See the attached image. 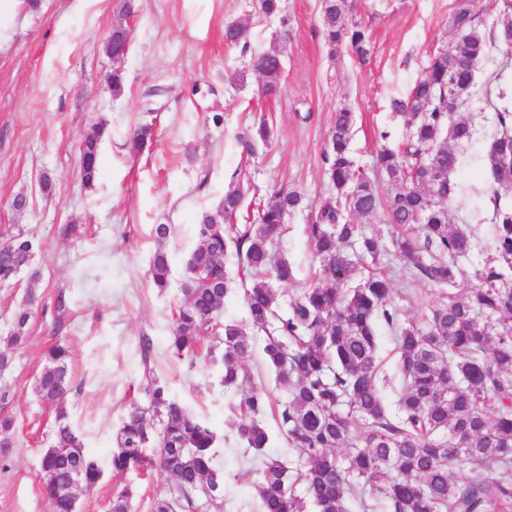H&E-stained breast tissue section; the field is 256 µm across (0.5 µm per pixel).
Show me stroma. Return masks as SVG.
Here are the masks:
<instances>
[{
    "label": "stroma",
    "instance_id": "stroma-1",
    "mask_svg": "<svg viewBox=\"0 0 512 512\" xmlns=\"http://www.w3.org/2000/svg\"><path fill=\"white\" fill-rule=\"evenodd\" d=\"M457 3L355 0L349 18L372 42L361 59L325 44L321 0H281L278 18L265 16L259 0H135L124 89L116 96L105 80L111 62L104 37L124 19L123 0H13L0 33V233L24 225L41 249L38 280L23 272L0 287V336L9 332L28 294L39 306L24 342L0 370V417L15 420L8 466L0 468V512H52L41 458L54 412L37 398L34 385L46 350L58 341L70 350L72 389L65 405L71 423L102 469L100 482L80 496L81 512H108L114 491L127 484L135 490L133 512H151L166 477L117 476L110 467L116 429L142 374L138 340L144 334L154 341L157 379L218 434L215 466L224 475V502L220 510L204 512H259L252 483L260 457L241 448L235 435L240 391L224 386L217 368L201 362L187 369L167 349L172 309L182 298L185 265L197 245L194 226L216 209L232 176L249 186L243 220L277 189H296L303 204L289 216L279 252L297 274L278 290L288 297L307 287L318 262L305 226L335 193L322 152L337 108L354 112L352 156L357 167L371 169L381 147L379 128L389 127L396 142L406 136L391 102L406 98L430 59L447 49ZM230 23L248 27L249 52L225 44ZM270 50L280 53L283 64L273 98L263 96V79L250 65L252 52ZM151 86L164 90L155 104V133L131 157L118 145L136 126ZM216 113L223 114L222 124H213ZM459 116L473 124L475 135L451 175L460 192L448 204V217L479 243L461 261L469 273L490 253L485 202L495 183L485 157L495 125L492 109L476 100ZM263 120L269 136L247 155L237 136ZM101 125L108 130L101 171L87 189L79 144ZM43 175L52 181L51 194L40 191ZM20 194L28 198L21 212L12 207ZM67 224L82 225V237H65ZM155 224L175 228L164 246L171 281L163 291L148 278ZM384 273L413 290L396 301L401 320L420 319L436 302L437 289L416 279L403 261L392 260ZM60 290L70 297L61 319L52 309Z\"/></svg>",
    "mask_w": 512,
    "mask_h": 512
}]
</instances>
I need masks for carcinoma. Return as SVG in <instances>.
<instances>
[{
	"label": "carcinoma",
	"instance_id": "1",
	"mask_svg": "<svg viewBox=\"0 0 512 512\" xmlns=\"http://www.w3.org/2000/svg\"><path fill=\"white\" fill-rule=\"evenodd\" d=\"M454 34L448 50L434 56L406 100L392 102L409 130L400 148L382 146L372 172L355 168L350 154L354 115L336 110L323 151L325 172L336 195L325 200L306 233L319 261L312 283L281 306L274 284L294 281L288 259L273 250L285 231L288 214L301 206V194L281 188L258 209L250 224L234 220L245 198L238 180L224 191L216 213L202 214L195 225L198 245L181 283L184 300L173 310L168 350L193 367L203 358L221 370L222 382L242 391L236 433L244 447L263 454L253 487L262 512H348L351 499L365 503L378 497L386 512H512V105L497 106L504 94L494 80L480 85L476 72L492 51L512 37V0H502L499 26L487 29L472 0H459L449 19ZM321 33L335 51L347 47L359 57L369 54L365 29L347 18L346 0H334L323 15ZM224 41L247 47L248 28L231 23ZM130 37L119 29L112 37V93L123 91L121 59ZM253 69L264 79L268 96L277 94L282 63L275 52H259ZM481 98L494 110L496 132L486 164L498 188L488 196L493 256L473 268V283L463 287L460 259L475 247L471 234L448 223L447 203L456 192L450 175L462 162L474 129L456 117L466 104ZM153 136L139 124L120 148L139 154ZM105 128L82 139L83 186L90 188L100 171ZM268 127L260 123L239 137L249 153L266 142ZM388 178L379 194L375 176ZM383 210L389 238L369 233L349 215L369 217ZM157 243L148 276L161 290L169 285L171 267L163 250L171 235L167 224L151 229ZM0 242V285L11 283L33 266L40 243L20 225L3 233ZM236 260V276L227 270ZM395 257L415 276L438 287L439 298L419 320H400L390 298L408 289L377 273ZM363 276L349 285L357 273ZM238 285L248 320L223 323L224 301ZM35 298L17 311L6 346L23 341ZM394 335L400 377L398 415L388 413L381 395L377 362V325ZM264 335L263 353L274 369L276 384L287 394L273 403L255 382L245 362L253 350V334ZM143 363L140 391L146 403L134 401L115 435L112 472L159 471L171 485L156 499L153 512H196L200 497L219 508L224 502L223 477L214 466L218 436L194 416L167 387L159 384L151 361L152 337H139ZM69 350L56 343L46 353L35 381L39 399L55 410V431L44 449L43 484L52 512H76L74 481L85 490L102 477L97 458L84 446L64 405L71 390ZM496 405L495 416L485 406ZM271 414L279 433L295 450L298 462L267 455L270 433L263 418ZM155 448L157 452L148 453ZM469 467L457 481L451 470ZM303 494H296L297 486ZM133 489L125 485L112 497L110 512H131Z\"/></svg>",
	"mask_w": 512,
	"mask_h": 512
}]
</instances>
